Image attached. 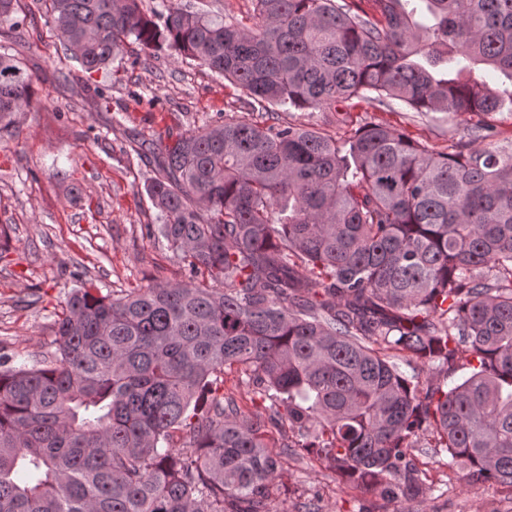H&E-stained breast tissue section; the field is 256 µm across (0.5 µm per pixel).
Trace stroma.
I'll use <instances>...</instances> for the list:
<instances>
[{
    "mask_svg": "<svg viewBox=\"0 0 512 512\" xmlns=\"http://www.w3.org/2000/svg\"><path fill=\"white\" fill-rule=\"evenodd\" d=\"M175 4L228 22L247 19L253 0H142L144 12ZM46 0H18L0 20V53L14 55L33 80L32 106L13 135L0 138V355L29 363L55 351L51 323L84 280L120 295L188 281L190 271L165 240L148 235L157 211L144 191L149 170L135 149L244 111L241 88L199 62L125 42L106 68L86 72L57 37ZM356 123L382 122L444 151L467 135L470 114L425 118L401 104H359ZM417 453L432 488L395 502L343 483L304 450L282 458L270 512L315 500L320 512H512V492L467 486L433 435Z\"/></svg>",
    "mask_w": 512,
    "mask_h": 512,
    "instance_id": "1",
    "label": "stroma"
}]
</instances>
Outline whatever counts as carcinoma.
<instances>
[{
  "instance_id": "obj_1",
  "label": "carcinoma",
  "mask_w": 512,
  "mask_h": 512,
  "mask_svg": "<svg viewBox=\"0 0 512 512\" xmlns=\"http://www.w3.org/2000/svg\"><path fill=\"white\" fill-rule=\"evenodd\" d=\"M254 0L259 24L140 0H50L66 50L106 67L131 40L197 60L249 112L137 156L187 283L114 297L92 280L54 320L42 367L0 355V512H268L281 467L267 424L385 497L429 490L428 430L471 486L512 492V0ZM478 117V149L435 152L381 123L345 139L269 109L336 102ZM32 79L0 54V133ZM258 112V117L250 116ZM477 361L448 389L389 362ZM240 365L267 417L204 394ZM185 432L182 446L173 432Z\"/></svg>"
}]
</instances>
